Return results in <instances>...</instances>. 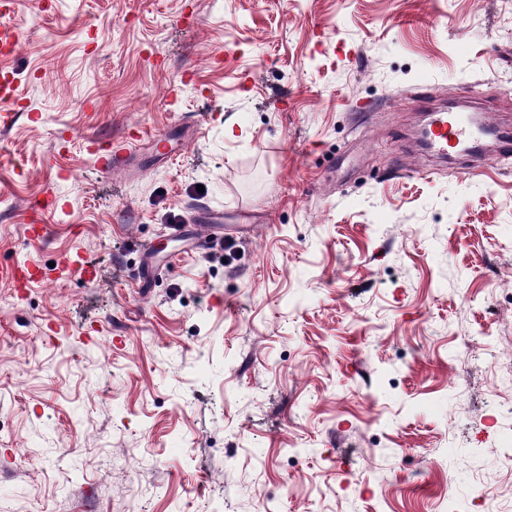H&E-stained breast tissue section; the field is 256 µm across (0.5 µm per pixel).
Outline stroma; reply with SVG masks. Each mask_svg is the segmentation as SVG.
<instances>
[{"label": "stroma", "instance_id": "35a3bbf8", "mask_svg": "<svg viewBox=\"0 0 512 512\" xmlns=\"http://www.w3.org/2000/svg\"><path fill=\"white\" fill-rule=\"evenodd\" d=\"M10 23L0 512L512 504L488 366L512 363V160L458 177L411 141L424 91L512 108V0H15ZM184 114L209 117L188 141ZM137 131L141 175L94 170L86 137ZM194 207L229 225L212 249L168 238ZM64 252L101 281L13 287ZM65 203H60V199H58L55 195L47 194L45 198L40 200L36 206L33 208V224H30L27 228V233L30 234L31 237L38 238L43 237L47 233V225L42 224L43 220L41 218V213L52 212L57 210L58 208L63 209Z\"/></svg>", "mask_w": 512, "mask_h": 512}]
</instances>
